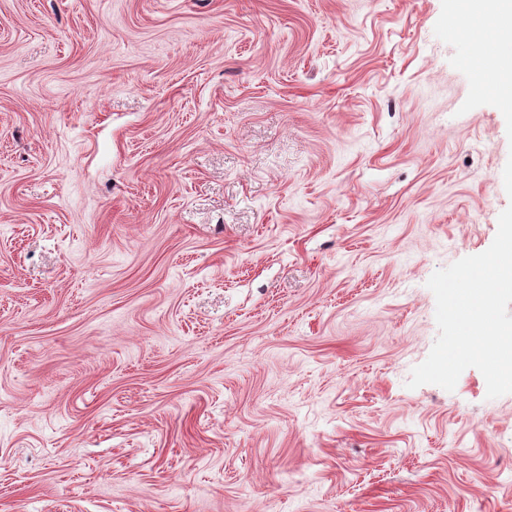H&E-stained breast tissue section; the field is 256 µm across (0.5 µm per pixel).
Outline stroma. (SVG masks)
Masks as SVG:
<instances>
[{
	"label": "stroma",
	"mask_w": 512,
	"mask_h": 512,
	"mask_svg": "<svg viewBox=\"0 0 512 512\" xmlns=\"http://www.w3.org/2000/svg\"><path fill=\"white\" fill-rule=\"evenodd\" d=\"M441 0H0V512H512V394L406 383L512 203Z\"/></svg>",
	"instance_id": "obj_1"
}]
</instances>
